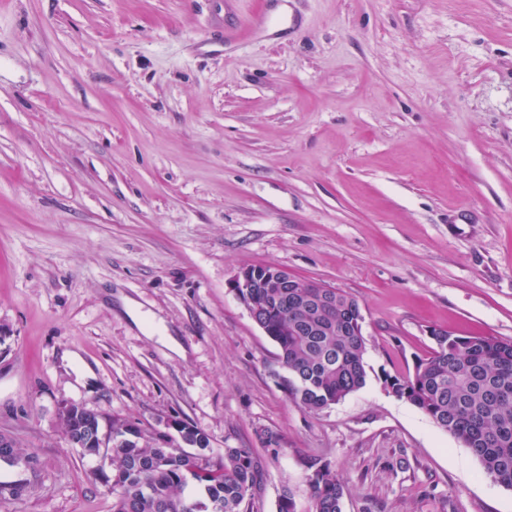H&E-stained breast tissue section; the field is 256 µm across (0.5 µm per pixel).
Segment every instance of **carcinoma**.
Wrapping results in <instances>:
<instances>
[{
    "instance_id": "obj_1",
    "label": "carcinoma",
    "mask_w": 512,
    "mask_h": 512,
    "mask_svg": "<svg viewBox=\"0 0 512 512\" xmlns=\"http://www.w3.org/2000/svg\"><path fill=\"white\" fill-rule=\"evenodd\" d=\"M253 300L278 346L282 385L295 402L322 411L365 385L367 347L356 335L363 320L357 299L339 289L290 288L288 310L296 318L285 317L262 288L254 289ZM433 333L430 356L413 374L386 379L388 389L460 440L486 476L512 489V342ZM60 418L82 455L89 443L110 460L112 479L105 484L112 512H252L265 468L249 448L208 454V437L190 425L201 443L193 452L158 432L139 430L130 439L128 423L77 405ZM5 453L4 461L34 469L33 457L21 456L15 443ZM308 481L312 512H343L345 486L329 466L315 467ZM29 486L26 480L0 482V501L20 498Z\"/></svg>"
}]
</instances>
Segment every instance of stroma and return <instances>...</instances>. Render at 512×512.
Wrapping results in <instances>:
<instances>
[{
    "label": "stroma",
    "mask_w": 512,
    "mask_h": 512,
    "mask_svg": "<svg viewBox=\"0 0 512 512\" xmlns=\"http://www.w3.org/2000/svg\"><path fill=\"white\" fill-rule=\"evenodd\" d=\"M258 264L359 301L363 388L288 396L231 286ZM433 329L512 341V0H0V433L38 473L0 512H112L65 400L276 434L254 512H310L311 461L343 512H512L386 386Z\"/></svg>",
    "instance_id": "1"
}]
</instances>
